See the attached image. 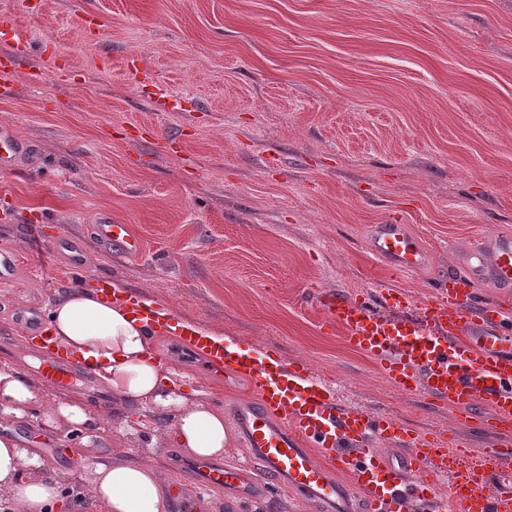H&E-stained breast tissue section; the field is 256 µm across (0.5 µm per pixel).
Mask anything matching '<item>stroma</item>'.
<instances>
[{
	"label": "stroma",
	"instance_id": "obj_1",
	"mask_svg": "<svg viewBox=\"0 0 512 512\" xmlns=\"http://www.w3.org/2000/svg\"><path fill=\"white\" fill-rule=\"evenodd\" d=\"M4 14L43 48L0 96V125L40 159L0 173V251L26 260L0 283L10 362L26 356L18 313L72 286L67 256L33 240L76 237L91 278L308 362L347 406L475 452L512 446L510 430L471 429L396 390L312 300L390 287L418 314L473 242L512 233V0H0ZM159 93L174 110L154 111ZM391 217L429 266L399 274L371 252L374 225ZM104 221L129 225L142 256L97 245ZM204 390L231 430L253 400L243 380ZM104 427L113 450L160 462L194 491L183 449L147 447L123 409ZM209 500L210 512H326L230 490Z\"/></svg>",
	"mask_w": 512,
	"mask_h": 512
}]
</instances>
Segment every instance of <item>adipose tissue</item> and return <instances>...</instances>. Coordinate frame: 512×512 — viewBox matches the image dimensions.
<instances>
[{"label": "adipose tissue", "instance_id": "obj_1", "mask_svg": "<svg viewBox=\"0 0 512 512\" xmlns=\"http://www.w3.org/2000/svg\"><path fill=\"white\" fill-rule=\"evenodd\" d=\"M45 357H74L111 392L117 408L159 412L169 424L150 444L170 442L200 458H219L233 436L224 408L188 375L163 367L151 351L154 325L93 287L70 289L51 307ZM105 414L79 394L47 399L41 383L17 364L0 363V502L9 512H65L51 460L13 432L37 424L45 437L79 433L70 453L89 460L84 488L91 512H166L171 486L157 464L107 451Z\"/></svg>", "mask_w": 512, "mask_h": 512}]
</instances>
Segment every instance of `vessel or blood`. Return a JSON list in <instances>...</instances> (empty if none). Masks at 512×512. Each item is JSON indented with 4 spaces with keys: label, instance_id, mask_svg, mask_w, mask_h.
<instances>
[{
    "label": "vessel or blood",
    "instance_id": "b4317fda",
    "mask_svg": "<svg viewBox=\"0 0 512 512\" xmlns=\"http://www.w3.org/2000/svg\"><path fill=\"white\" fill-rule=\"evenodd\" d=\"M0 54V72L16 68L34 55L31 43L10 40ZM29 145L7 126L0 127V170L34 162ZM95 239L123 256L142 251L126 224H97ZM69 248L74 280L88 274V255L74 240L51 242L52 251ZM372 252L394 270H419L428 255L402 224L376 225ZM512 293V236L497 234L467 251L459 272L438 276L433 295L420 314L405 313L399 291L383 299L326 294L319 303L330 322L342 327L349 344L373 358L390 384L405 393H424L448 406L466 425L512 426V307L475 305L481 286ZM119 299L132 313L146 316L171 332L174 313L145 309L140 296L122 291ZM31 339L45 340L48 317L38 306L21 316ZM178 342L207 373L249 382L253 403L238 414V427L254 458L233 463L200 464L201 481L211 490L252 496L258 469H266L272 487L298 493L327 507L350 512L344 482L364 494L370 512H512V480L501 478L504 454L498 448L480 453L459 448L443 434L418 433L396 417L340 404L330 383L304 362H290L266 350L229 346L209 336L182 330ZM42 381L67 392L93 381L90 371L67 356L44 362ZM398 449L396 458L379 454L376 442Z\"/></svg>",
    "mask_w": 512,
    "mask_h": 512
}]
</instances>
